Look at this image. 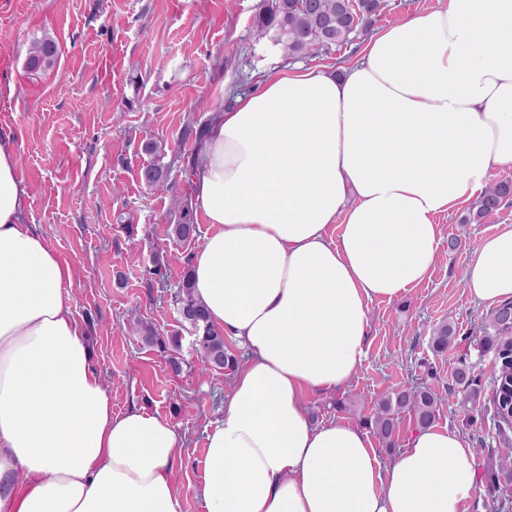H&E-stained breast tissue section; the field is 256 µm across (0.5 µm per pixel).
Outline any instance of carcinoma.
<instances>
[{"instance_id": "cac0c4a2", "label": "carcinoma", "mask_w": 512, "mask_h": 512, "mask_svg": "<svg viewBox=\"0 0 512 512\" xmlns=\"http://www.w3.org/2000/svg\"><path fill=\"white\" fill-rule=\"evenodd\" d=\"M387 12L388 0H260L253 35L258 40L268 33H277L284 48L282 55L295 60L351 45L372 17ZM58 55L56 40L44 35L32 42L27 67L33 72L50 69ZM166 177L167 170L158 162L143 171L145 183L154 188L165 187ZM511 197V183L494 182L493 187L473 204L462 223H481ZM174 206L179 217L173 232L177 238L185 240L195 232L193 209L178 199L174 200ZM175 298L180 317L194 331L192 348L200 358L203 370L233 368L235 358L228 354L224 334L211 326L205 307L195 298L191 272L183 276ZM509 312H512V302L502 303L492 309L483 324V342L497 350L501 377L512 375V339H507L512 336V322L506 318ZM139 333L145 343L168 353L172 372L180 373L182 337L179 333L162 336L148 323L140 326ZM456 337L455 328L447 322L435 327L429 339L433 355L444 354ZM455 383L461 393L459 407L467 414L479 401L480 389L476 387L471 370L464 364L455 372ZM438 401L439 393L431 385L393 388L379 397L365 424L385 442L388 450L393 451L398 444L396 433L400 415L405 412L413 415L417 429L428 427L436 420Z\"/></svg>"}]
</instances>
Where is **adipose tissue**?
Returning a JSON list of instances; mask_svg holds the SVG:
<instances>
[{
  "mask_svg": "<svg viewBox=\"0 0 512 512\" xmlns=\"http://www.w3.org/2000/svg\"><path fill=\"white\" fill-rule=\"evenodd\" d=\"M502 167L512 0H445L341 72L271 73L214 115L192 175L209 226L194 295L247 358L206 428L204 512H467L480 481L459 434L417 429L385 465L361 425L314 423L306 402L349 382L370 302L429 277L438 217ZM28 198L0 140V512H183L185 441L143 409L113 413ZM464 281L482 304L512 301V224L477 243Z\"/></svg>",
  "mask_w": 512,
  "mask_h": 512,
  "instance_id": "ef3b65f1",
  "label": "adipose tissue"
}]
</instances>
